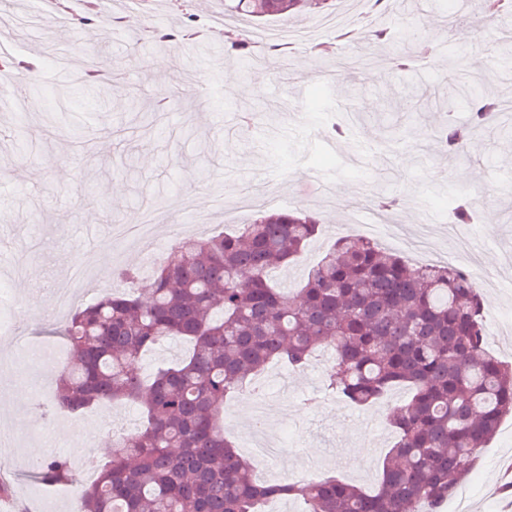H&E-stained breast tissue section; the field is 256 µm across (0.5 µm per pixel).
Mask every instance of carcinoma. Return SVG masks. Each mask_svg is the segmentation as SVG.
<instances>
[{
    "mask_svg": "<svg viewBox=\"0 0 512 512\" xmlns=\"http://www.w3.org/2000/svg\"><path fill=\"white\" fill-rule=\"evenodd\" d=\"M303 0H231L229 14L292 15ZM479 12L512 19V0H481ZM189 16L179 28L143 24L139 35L173 47L199 33ZM339 55L361 58L352 32L338 34ZM393 63L415 60L425 43L389 26L371 34ZM252 60L254 42L232 43ZM470 122L447 119L435 132L450 153L470 148L500 111L501 99L471 89ZM320 230L298 211H268L232 234L178 240L140 291L114 290L76 310L64 335L69 358L58 370L54 407L82 412L103 402L142 406L135 430L112 435L111 459L80 486L81 512H264L269 500L298 499L306 512H441L512 414V364L488 349L476 282L454 266H415L377 243L346 235L313 265L290 295L272 279ZM181 339L188 355L144 378L142 355ZM330 346L327 387L355 405L409 390L389 422L397 438L378 487L335 478L258 483L250 464L224 438V401L273 360L303 371L313 351ZM44 482L71 479L68 460L37 467Z\"/></svg>",
    "mask_w": 512,
    "mask_h": 512,
    "instance_id": "obj_1",
    "label": "carcinoma"
}]
</instances>
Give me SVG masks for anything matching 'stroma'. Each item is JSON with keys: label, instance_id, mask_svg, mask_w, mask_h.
I'll use <instances>...</instances> for the list:
<instances>
[{"label": "stroma", "instance_id": "obj_1", "mask_svg": "<svg viewBox=\"0 0 512 512\" xmlns=\"http://www.w3.org/2000/svg\"><path fill=\"white\" fill-rule=\"evenodd\" d=\"M24 4L33 18L26 25L15 0H0V41L9 55L41 59L43 82L23 97H0V213L8 216L0 222V286L21 305L34 295L42 300L41 310L25 313L26 341L50 352L63 348V337L43 315L54 307L58 289L80 293L87 305L116 287L118 271L149 273L153 259L143 258L139 243L116 244L113 225L142 224L157 215L154 240L171 248L178 230L170 222L183 218L179 203L188 197L193 212L209 214L212 230L232 229L257 215L258 206L238 198L267 173L281 181L269 209L304 211L321 224L298 261L275 273L276 281L298 287L335 240L357 235L352 208L371 210L369 190L378 188L400 198L393 217L405 234L432 224V258L453 248L477 253L481 271L496 282L485 306L487 315L500 319L489 330V349L512 363V185L505 180L512 172V114L487 129L473 150L452 158L432 136L444 118L437 106L448 98L456 73L489 81L512 98V66L491 68L490 57L479 51L502 21L475 13L470 0H419L417 13L402 24L454 45L438 63L426 58L416 69L395 73L390 60L380 59L351 76L337 66L326 30L325 54L317 58L296 47L286 79L275 61L242 63L229 54L231 41L256 29L253 20H224L210 37L166 49L132 37L147 16L164 15L169 24L182 23L189 13L205 22L222 17L224 0H103L108 19L91 33L67 18L81 9V0H67L63 12L45 0ZM451 12L457 21L449 32L438 20ZM85 65L111 77L109 95L78 87L72 74ZM228 70L239 72V90L225 85ZM162 86L168 94H159ZM451 101L453 118L468 120L470 98L460 93ZM338 117L346 120L348 137L330 147L326 141ZM218 194L229 201L222 213L213 206ZM476 197L489 200L496 224L477 225L466 239L449 244L452 203ZM21 344L0 338V436L13 439L11 447H0V457L10 462L14 478L12 497L0 512L48 501L57 512H79L67 486L36 479L30 464L64 456L72 471L82 473L85 458L108 455L113 427L122 420L136 426L141 411L128 401L103 403L83 427L44 425L35 396L13 385L25 374L11 364ZM328 357L317 350L286 390L278 378L290 373L288 366L266 368V396L285 427L286 446L270 459L264 479L292 481L315 463L320 476L370 490L395 441L387 415L407 394L395 389L364 407L349 404L324 389ZM351 442L359 445L358 455L346 453ZM510 457L512 416L463 482V512H512L499 481Z\"/></svg>", "mask_w": 512, "mask_h": 512}]
</instances>
